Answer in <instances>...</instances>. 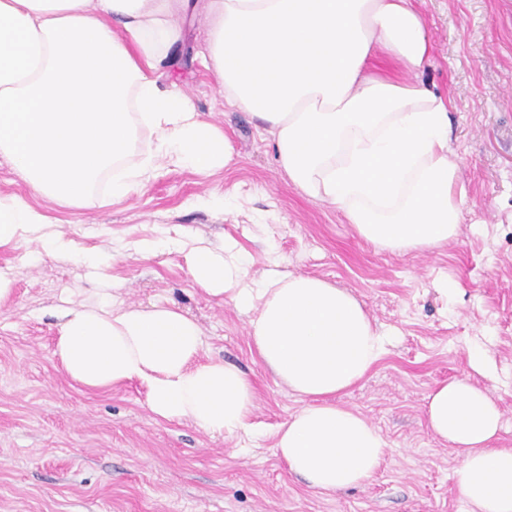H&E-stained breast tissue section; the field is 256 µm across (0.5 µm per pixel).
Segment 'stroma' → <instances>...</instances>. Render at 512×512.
Returning a JSON list of instances; mask_svg holds the SVG:
<instances>
[{
  "label": "stroma",
  "mask_w": 512,
  "mask_h": 512,
  "mask_svg": "<svg viewBox=\"0 0 512 512\" xmlns=\"http://www.w3.org/2000/svg\"><path fill=\"white\" fill-rule=\"evenodd\" d=\"M433 43L420 78L451 97L449 148L471 206L456 239L425 251L381 250L335 207L307 198L279 171L268 135L228 106L201 63V15L183 19L182 63L169 69L202 117L220 127L234 162L204 174L166 167L142 190L110 203L96 187L78 209L41 207L73 255H40L29 241L0 248L16 280L0 302V512H465L452 480L459 454L426 426L425 396L468 369L481 342L497 368L502 443L512 446V0H421ZM200 239L236 243L249 274L275 270L324 278L356 296L388 333L387 352L339 396L389 443L363 487L330 496L290 475L276 432L302 402L260 363L249 313L193 285L183 252L144 259L129 243ZM109 250L105 277L83 255ZM461 291H440L444 280ZM129 306L176 305L203 333L199 361L239 366L257 388L250 434L213 437L191 422L159 420L143 386L91 394L54 354L59 306L105 283Z\"/></svg>",
  "instance_id": "1"
}]
</instances>
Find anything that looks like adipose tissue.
<instances>
[{"label": "adipose tissue", "mask_w": 512, "mask_h": 512, "mask_svg": "<svg viewBox=\"0 0 512 512\" xmlns=\"http://www.w3.org/2000/svg\"><path fill=\"white\" fill-rule=\"evenodd\" d=\"M197 8L207 21L204 62L225 101L270 135L277 167L303 194L335 205L381 248L425 250L456 236L469 197L448 154L453 102L400 78L432 57L415 0H0V157L31 197L78 208L104 179L117 200L164 162L198 172L233 163L227 135L156 74L175 64L179 18ZM20 240L71 255L48 215L0 195V248ZM187 270L195 285L251 312L260 362L300 398L277 430L288 472L324 495L367 484L389 445L336 401L386 352L362 303L311 275L249 280L228 242L189 246ZM56 316L55 355L86 391L135 381L162 420L212 436L249 431L252 380L224 360L198 361L201 328L178 308L126 307L105 288ZM426 424L461 456L453 481L468 512H512L498 398L470 376L437 383Z\"/></svg>", "instance_id": "ef3b65f1"}]
</instances>
